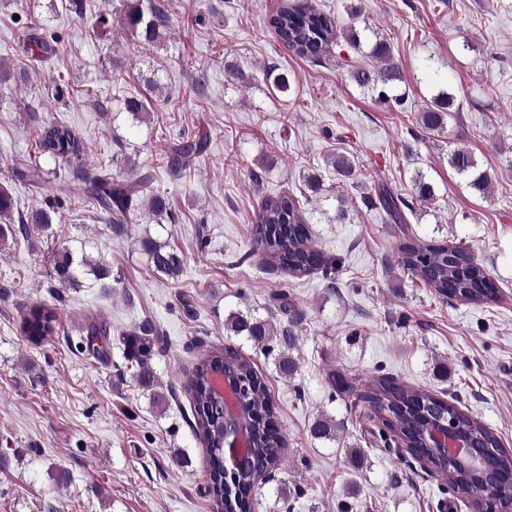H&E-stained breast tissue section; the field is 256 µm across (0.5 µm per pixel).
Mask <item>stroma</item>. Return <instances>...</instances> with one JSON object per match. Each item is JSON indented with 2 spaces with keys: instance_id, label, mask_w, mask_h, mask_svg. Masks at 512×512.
Masks as SVG:
<instances>
[{
  "instance_id": "35a3bbf8",
  "label": "stroma",
  "mask_w": 512,
  "mask_h": 512,
  "mask_svg": "<svg viewBox=\"0 0 512 512\" xmlns=\"http://www.w3.org/2000/svg\"><path fill=\"white\" fill-rule=\"evenodd\" d=\"M295 0H170L171 27L161 48H140L120 26L107 37L92 27L122 0H83L82 16L34 0L44 33L58 51L30 79L0 83V186L15 201L14 222L55 204L51 227L0 240V512H212L206 453L191 427L187 375L202 353L230 346L250 358L278 406L284 458L254 495L255 512H475L452 500L435 475L396 450L373 447L367 420L347 408L333 378L363 388L391 376L443 399L493 428L512 449V0H310L339 27L379 31L404 80V109L380 104L351 78L373 67L365 51L332 47L322 59L299 58L266 27L268 15ZM361 6L352 17L351 6ZM196 59L182 64L184 53ZM237 60L245 81L229 77ZM295 74L288 92L271 95L265 70ZM167 88L144 120L120 104L146 79ZM455 94L459 112L443 132H428L417 114L439 90ZM72 125L84 139V166L143 183L170 203L175 221L146 226L136 216L118 236L90 205L44 182L35 169L37 119ZM203 136L207 149L191 169L171 174L169 146ZM468 149L493 181L473 197L448 164ZM356 167L344 189L350 216L332 223L336 154ZM32 169L12 178L15 160ZM434 183L436 199L417 209L415 237L465 247L489 270L500 292L474 305L439 297L397 264V241L381 211L364 196L377 183L410 195L415 172ZM323 178V200L306 206L318 249L341 261L335 274L292 278L251 255L254 213L266 195L300 191L305 175ZM184 258L180 276L153 273L137 249L143 230ZM208 239L200 247L199 239ZM86 246L112 270V289L57 287V249ZM61 289L56 342L34 347L18 330L26 307ZM288 289L303 320L293 376L273 357L227 333L230 312L253 308L283 322L273 297ZM192 314H185V307ZM108 323L109 358L75 348L86 319ZM163 328L164 352L151 365L158 391L139 386L123 339L146 323ZM334 440L314 438L323 416ZM364 448L352 468L348 446ZM69 472L57 488L56 469ZM350 510H342V503Z\"/></svg>"
}]
</instances>
